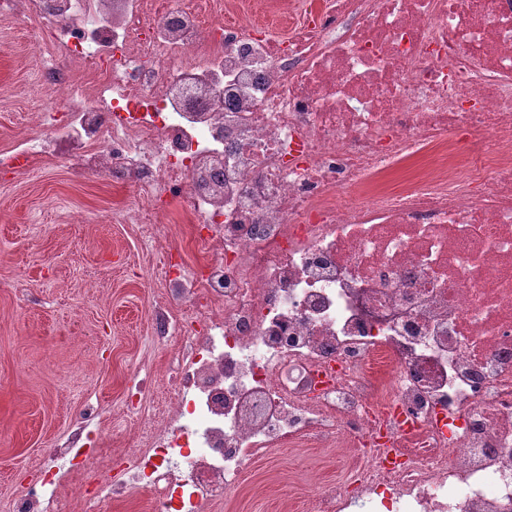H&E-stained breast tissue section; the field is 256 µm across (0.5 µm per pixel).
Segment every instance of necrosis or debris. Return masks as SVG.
Listing matches in <instances>:
<instances>
[{"instance_id": "obj_1", "label": "necrosis or debris", "mask_w": 512, "mask_h": 512, "mask_svg": "<svg viewBox=\"0 0 512 512\" xmlns=\"http://www.w3.org/2000/svg\"><path fill=\"white\" fill-rule=\"evenodd\" d=\"M42 57L45 160L131 185L188 311L173 397L100 491L201 512L285 448H349L308 512H512V0H0ZM67 90L66 99L58 91ZM53 479L15 512H66ZM157 235L164 240L167 250L179 252L189 266H194L203 258V253L195 246L191 237L190 224L186 223L185 213L180 207L162 219Z\"/></svg>"}]
</instances>
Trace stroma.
Wrapping results in <instances>:
<instances>
[{
  "label": "stroma",
  "mask_w": 512,
  "mask_h": 512,
  "mask_svg": "<svg viewBox=\"0 0 512 512\" xmlns=\"http://www.w3.org/2000/svg\"><path fill=\"white\" fill-rule=\"evenodd\" d=\"M41 52L34 21L0 27V150L34 128L30 79ZM135 204L132 187L80 174L61 161L42 163L0 185V512L53 465L49 449L66 437L85 405L99 411L101 438L90 450L111 471L114 454L135 447L138 425L124 414L127 389L156 386L154 413L167 393L178 337L153 334L149 308L163 302L187 312L175 289L156 287L166 251L187 265L202 259L182 210L162 220L163 248L113 211ZM347 464L328 448H296L256 462L222 505L203 512H303L312 480H341ZM68 512H152L146 495L123 503L73 496L70 470L60 473Z\"/></svg>",
  "instance_id": "1"
}]
</instances>
